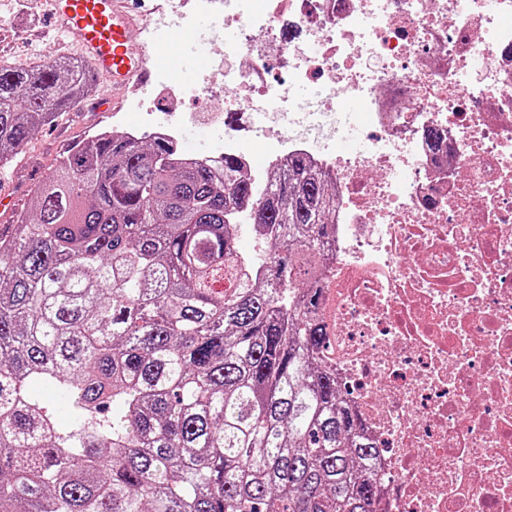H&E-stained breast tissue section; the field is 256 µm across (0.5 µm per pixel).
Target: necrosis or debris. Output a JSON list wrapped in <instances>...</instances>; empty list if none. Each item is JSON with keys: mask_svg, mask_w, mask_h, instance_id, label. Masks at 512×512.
I'll list each match as a JSON object with an SVG mask.
<instances>
[{"mask_svg": "<svg viewBox=\"0 0 512 512\" xmlns=\"http://www.w3.org/2000/svg\"><path fill=\"white\" fill-rule=\"evenodd\" d=\"M196 11L236 33L224 82L154 69L129 102L150 118L127 135L179 143L166 98L198 90L264 138L259 156L230 134L198 160L236 157L260 197L294 160L327 174L316 310L379 448L378 512H512V0H167L149 41L168 44ZM351 131L362 149L336 154Z\"/></svg>", "mask_w": 512, "mask_h": 512, "instance_id": "necrosis-or-debris-1", "label": "necrosis or debris"}]
</instances>
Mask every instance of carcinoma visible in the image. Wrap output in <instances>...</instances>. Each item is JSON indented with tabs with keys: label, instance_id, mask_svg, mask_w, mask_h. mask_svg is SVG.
Instances as JSON below:
<instances>
[{
	"label": "carcinoma",
	"instance_id": "cac0c4a2",
	"mask_svg": "<svg viewBox=\"0 0 512 512\" xmlns=\"http://www.w3.org/2000/svg\"><path fill=\"white\" fill-rule=\"evenodd\" d=\"M97 82L0 65V169ZM223 171L105 131L0 230V512H375L376 445L317 359L334 198L301 159L257 201Z\"/></svg>",
	"mask_w": 512,
	"mask_h": 512
}]
</instances>
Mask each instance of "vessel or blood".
Wrapping results in <instances>:
<instances>
[{"label": "vessel or blood", "instance_id": "b4317fda", "mask_svg": "<svg viewBox=\"0 0 512 512\" xmlns=\"http://www.w3.org/2000/svg\"><path fill=\"white\" fill-rule=\"evenodd\" d=\"M128 0H49L55 35L72 38L89 58L103 83L123 91L147 81L155 65H169L182 80L205 60L200 43L182 27H173L166 51L153 58L130 39L134 20Z\"/></svg>", "mask_w": 512, "mask_h": 512}]
</instances>
